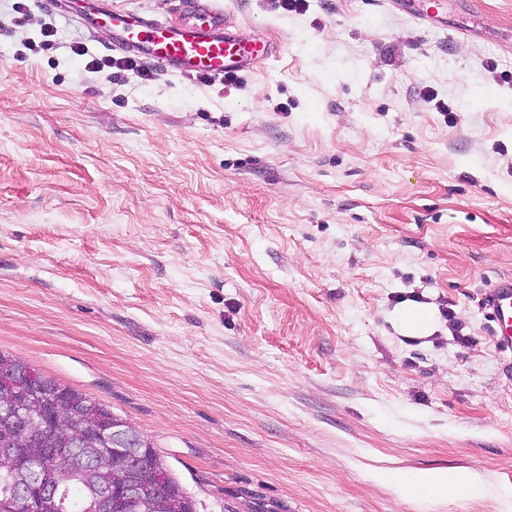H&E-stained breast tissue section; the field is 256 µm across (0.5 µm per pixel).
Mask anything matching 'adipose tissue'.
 Masks as SVG:
<instances>
[{
	"instance_id": "adipose-tissue-1",
	"label": "adipose tissue",
	"mask_w": 512,
	"mask_h": 512,
	"mask_svg": "<svg viewBox=\"0 0 512 512\" xmlns=\"http://www.w3.org/2000/svg\"><path fill=\"white\" fill-rule=\"evenodd\" d=\"M384 479L405 496L416 499L448 496L462 498L480 484V476L473 470L433 471L410 477L399 473H388L385 474Z\"/></svg>"
}]
</instances>
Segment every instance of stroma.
Segmentation results:
<instances>
[{"label": "stroma", "instance_id": "35a3bbf8", "mask_svg": "<svg viewBox=\"0 0 512 512\" xmlns=\"http://www.w3.org/2000/svg\"><path fill=\"white\" fill-rule=\"evenodd\" d=\"M14 2L0 351L142 430L196 512H512L481 305L512 273V0H224L274 56L207 84L88 71L73 43L108 55L111 29ZM413 296L429 338L391 323ZM439 469L484 483L422 502L380 479Z\"/></svg>", "mask_w": 512, "mask_h": 512}]
</instances>
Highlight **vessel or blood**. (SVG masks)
I'll return each mask as SVG.
<instances>
[{
    "label": "vessel or blood",
    "mask_w": 512,
    "mask_h": 512,
    "mask_svg": "<svg viewBox=\"0 0 512 512\" xmlns=\"http://www.w3.org/2000/svg\"><path fill=\"white\" fill-rule=\"evenodd\" d=\"M179 24L134 15L110 5L98 7L93 21L117 31L113 48L138 54L144 61L182 75L224 79L270 60L274 48L264 39H246L229 31L223 0H178ZM482 307L493 322V337L512 352V276L491 282Z\"/></svg>",
    "instance_id": "1"
}]
</instances>
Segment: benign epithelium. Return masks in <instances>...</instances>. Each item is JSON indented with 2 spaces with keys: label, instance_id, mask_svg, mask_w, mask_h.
I'll use <instances>...</instances> for the list:
<instances>
[{
  "label": "benign epithelium",
  "instance_id": "benign-epithelium-1",
  "mask_svg": "<svg viewBox=\"0 0 512 512\" xmlns=\"http://www.w3.org/2000/svg\"><path fill=\"white\" fill-rule=\"evenodd\" d=\"M47 390L45 377L33 368L21 374L0 373L1 398L12 400L22 392ZM87 406L84 398L57 392L50 426L75 423L80 435L68 448L32 446L30 420L41 413L37 401L26 400L24 409L9 416L11 436L0 440V466L14 473L15 486L12 499L0 505L3 512H29L36 502L50 507L56 503L60 487L78 479L80 473L91 476L102 468L111 470L119 482L96 485L87 512H112L114 499L130 512H153L157 494L168 484L167 472L152 465L155 449L136 427L118 419L87 415ZM88 434L98 435L111 452L101 457L94 454V449L86 448L84 453L76 454Z\"/></svg>",
  "mask_w": 512,
  "mask_h": 512
}]
</instances>
